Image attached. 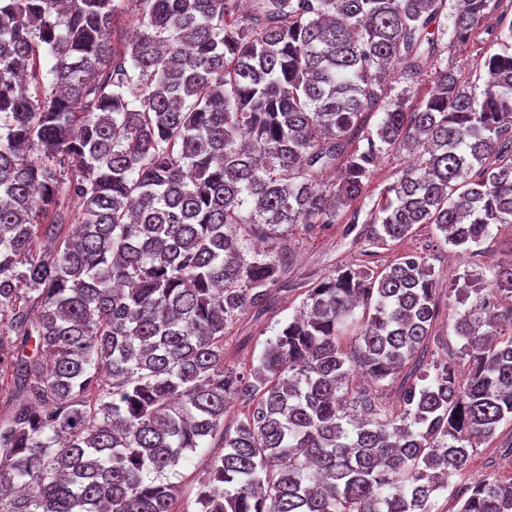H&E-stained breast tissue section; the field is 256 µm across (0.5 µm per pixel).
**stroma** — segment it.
<instances>
[{
    "label": "stroma",
    "instance_id": "obj_1",
    "mask_svg": "<svg viewBox=\"0 0 512 512\" xmlns=\"http://www.w3.org/2000/svg\"><path fill=\"white\" fill-rule=\"evenodd\" d=\"M485 35L477 34L463 44L451 47L442 55L445 63L460 69L475 85L485 78L484 61L493 54ZM411 163L405 151L394 150L382 155L362 195L344 209L333 224L289 226L281 241L284 274L269 291L262 309L248 310L230 325L224 336L226 367L248 371L257 364L267 340L292 320L302 306L306 291L317 282L336 275L347 266L368 265L381 270L401 256L425 257L438 275L439 314L435 333L452 347L460 341L448 323V290L459 274H485L489 269L512 259V224L494 226L480 251L464 252L448 245L434 225H416L403 240L381 244L375 241L370 224V210L384 188L392 184ZM222 451L219 439L209 440L207 447L188 453L175 478L177 492L173 512H191L210 459ZM512 481V421L501 422L495 439L481 444L472 456L460 481L469 484L485 477Z\"/></svg>",
    "mask_w": 512,
    "mask_h": 512
}]
</instances>
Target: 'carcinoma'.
Returning <instances> with one entry per match:
<instances>
[{
	"instance_id": "cac0c4a2",
	"label": "carcinoma",
	"mask_w": 512,
	"mask_h": 512,
	"mask_svg": "<svg viewBox=\"0 0 512 512\" xmlns=\"http://www.w3.org/2000/svg\"><path fill=\"white\" fill-rule=\"evenodd\" d=\"M137 2L118 50L116 0H0V512H172L169 474L217 435L195 512H432L512 421V263L463 276L461 346L430 368L438 279L417 255L308 289L247 374L224 333L281 274L242 240L336 223L386 152L417 162L373 209L378 242L433 224L470 251L512 224V22L454 0L451 37L499 47L477 92L442 65L447 0ZM356 374L400 382L399 407ZM456 505L512 512V482ZM139 8V4L136 1L129 0L124 2L123 10L116 17L110 35L111 41L116 47L121 48L128 40L132 29L138 25L141 17Z\"/></svg>"
}]
</instances>
